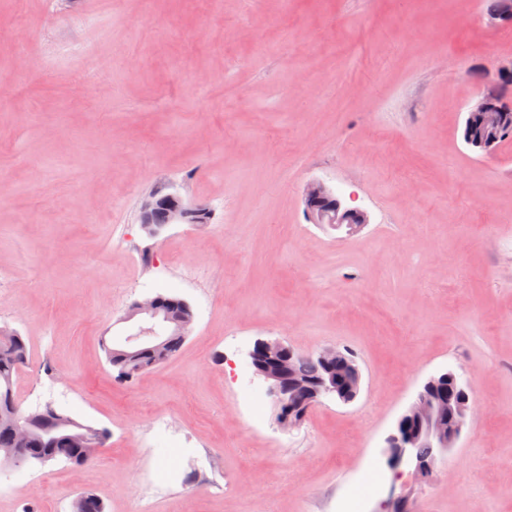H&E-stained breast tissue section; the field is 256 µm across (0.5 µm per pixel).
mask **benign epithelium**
I'll use <instances>...</instances> for the list:
<instances>
[{
	"label": "benign epithelium",
	"instance_id": "benign-epithelium-1",
	"mask_svg": "<svg viewBox=\"0 0 512 512\" xmlns=\"http://www.w3.org/2000/svg\"><path fill=\"white\" fill-rule=\"evenodd\" d=\"M512 76V59L500 63L495 77L469 107L468 112L478 114L481 132L478 139H469L470 147L482 154L490 155L501 134L503 113L512 108V103L504 101L498 94V86ZM305 211L313 224H332L336 228H346L347 235L357 233L368 223L366 212L358 208L343 206L336 192L321 181H311L304 190ZM211 216L210 210L201 204H192L177 192H166L159 188L152 191L143 201L139 211V224L150 237H156L171 224H205ZM164 300L153 296L145 301H135L127 309L123 321L133 323L134 332L113 344V354L119 359H135L149 350L165 355L166 337L174 334L182 338L190 336L194 314L186 302H181L183 312L172 314L162 312ZM293 349L279 340H258L249 352L250 366L255 377L267 384V394L278 411L276 421L280 428L288 430L299 426L309 412L322 400L332 398L342 404L353 402L361 390V372H355L348 383V390L336 394V383L331 381L316 387H306L297 380L284 381L286 375L285 358ZM327 371H332L337 362L343 359L339 349H325L313 356ZM448 378L459 387L462 397L459 416L453 426L446 424L444 402L430 396L429 389L435 377H430L418 391L415 400L397 420L394 432L387 438L385 450L386 464L392 470L403 467L420 481L432 476L437 463L448 460V454L455 447L471 412L470 390L458 381L457 375L448 370L438 374ZM44 418V410L39 408L22 414L16 424V447L0 452L4 464L20 468L27 464L26 457L19 449L27 446L29 425ZM425 440L435 449V456L429 461L419 462L413 455V448ZM388 512H416L415 502L410 493L404 492L391 498Z\"/></svg>",
	"mask_w": 512,
	"mask_h": 512
}]
</instances>
